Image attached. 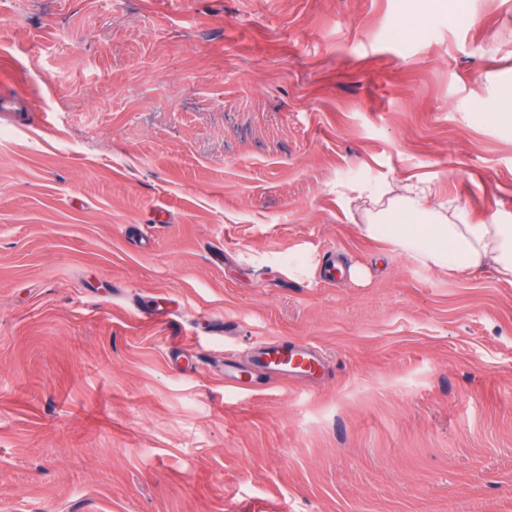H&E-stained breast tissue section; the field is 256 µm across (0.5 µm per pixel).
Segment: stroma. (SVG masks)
<instances>
[{"instance_id":"stroma-1","label":"stroma","mask_w":512,"mask_h":512,"mask_svg":"<svg viewBox=\"0 0 512 512\" xmlns=\"http://www.w3.org/2000/svg\"><path fill=\"white\" fill-rule=\"evenodd\" d=\"M447 2L0 0V512H512V283L360 229L512 224V0ZM250 363L267 374L288 382L290 378L304 377L324 367L323 358L309 345L288 349L285 342H260L251 351Z\"/></svg>"}]
</instances>
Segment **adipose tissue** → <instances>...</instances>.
Segmentation results:
<instances>
[{"label": "adipose tissue", "mask_w": 512, "mask_h": 512, "mask_svg": "<svg viewBox=\"0 0 512 512\" xmlns=\"http://www.w3.org/2000/svg\"><path fill=\"white\" fill-rule=\"evenodd\" d=\"M402 189L398 209L414 216V223L384 224L375 214L362 227L367 237L442 270L476 273L490 267L512 283L511 224H473L462 210L447 216L438 190L428 183L406 182Z\"/></svg>", "instance_id": "adipose-tissue-1"}]
</instances>
